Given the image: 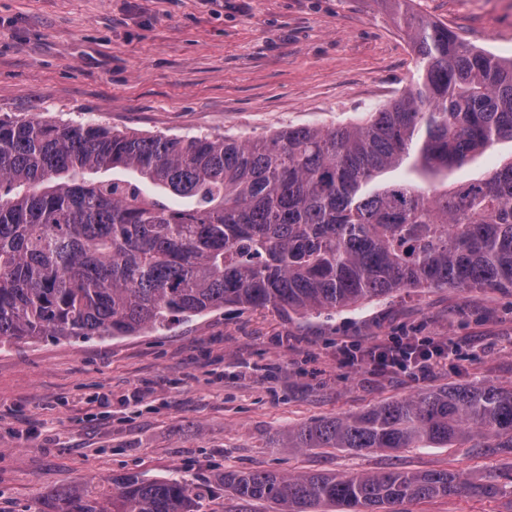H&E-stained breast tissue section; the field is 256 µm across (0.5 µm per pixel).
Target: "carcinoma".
I'll list each match as a JSON object with an SVG mask.
<instances>
[{"label": "carcinoma", "instance_id": "carcinoma-1", "mask_svg": "<svg viewBox=\"0 0 512 512\" xmlns=\"http://www.w3.org/2000/svg\"><path fill=\"white\" fill-rule=\"evenodd\" d=\"M420 74L333 129L240 142L0 118V345L133 336L227 304L311 315L406 288L512 292V161L448 172L512 140V60L426 18ZM492 439L512 454V387L424 391L288 432L290 448L397 450ZM104 500L52 489L54 512H196L189 485L112 477ZM224 492L282 512L501 494L456 470L336 476L226 471ZM512 141L503 139L476 160L456 168L448 175V182L464 184L482 178L489 170L510 160Z\"/></svg>", "mask_w": 512, "mask_h": 512}]
</instances>
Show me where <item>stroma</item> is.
Listing matches in <instances>:
<instances>
[{
	"mask_svg": "<svg viewBox=\"0 0 512 512\" xmlns=\"http://www.w3.org/2000/svg\"><path fill=\"white\" fill-rule=\"evenodd\" d=\"M512 59V0H0V118L146 136L262 139L334 128L419 75L397 11ZM512 160L503 139L448 180ZM390 336L455 344L433 372L376 375L339 351ZM512 384V294L407 288L307 317L236 305L106 341L0 347V512H50L53 488L101 497L112 478H176L199 512H278L224 493L225 471L499 476L504 495L411 512H512V457L459 441L396 451L292 448L288 432L422 391Z\"/></svg>",
	"mask_w": 512,
	"mask_h": 512,
	"instance_id": "35a3bbf8",
	"label": "stroma"
}]
</instances>
